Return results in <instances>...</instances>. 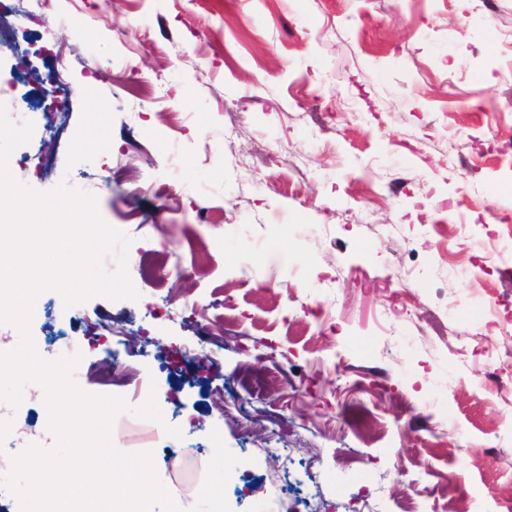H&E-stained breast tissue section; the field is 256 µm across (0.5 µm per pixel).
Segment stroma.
I'll return each instance as SVG.
<instances>
[{
  "mask_svg": "<svg viewBox=\"0 0 512 512\" xmlns=\"http://www.w3.org/2000/svg\"><path fill=\"white\" fill-rule=\"evenodd\" d=\"M22 38L70 98L49 112L9 39L0 103L34 132L22 184L91 193L132 237L138 300L65 308L35 342L121 339L198 461L130 397L112 441L182 512H496L512 486V0H44ZM159 186L158 194L146 185ZM448 227L447 236L432 232ZM166 258L180 274L140 270ZM177 308L173 319L154 306ZM204 346L206 363L174 367ZM507 358L501 381L486 374ZM48 442L45 401L10 406Z\"/></svg>",
  "mask_w": 512,
  "mask_h": 512,
  "instance_id": "stroma-1",
  "label": "stroma"
}]
</instances>
